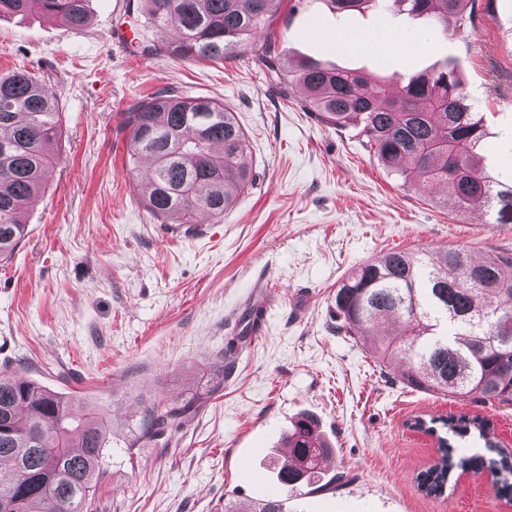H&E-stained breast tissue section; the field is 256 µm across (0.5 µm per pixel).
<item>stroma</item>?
<instances>
[{
	"label": "stroma",
	"mask_w": 512,
	"mask_h": 512,
	"mask_svg": "<svg viewBox=\"0 0 512 512\" xmlns=\"http://www.w3.org/2000/svg\"><path fill=\"white\" fill-rule=\"evenodd\" d=\"M126 0H88L71 29L39 13L0 17V73L28 71L58 97L59 164L26 213L28 234L0 262V371L107 410L112 441L94 512H239L270 498L288 512H512L489 470L453 476L435 498L416 475L438 457L411 421L488 419L512 450V404L404 388L379 369L368 339L338 332L334 295L350 270L388 251L512 250V224L481 209L456 215L388 174L355 128L336 130L271 87L261 62L147 56L123 31ZM448 37L399 9L336 12L330 0H282L272 24L291 58L377 79L454 67L485 118L486 170H512V0H469ZM346 43H337V35ZM168 88L224 102L248 144L253 183L219 220L171 236L141 201L146 163L130 162L124 113ZM264 332L231 349L254 298ZM206 394L164 448L122 447L145 406ZM314 418L336 468L317 492L275 480L278 447L300 415ZM250 461L251 482L239 475Z\"/></svg>",
	"instance_id": "stroma-1"
}]
</instances>
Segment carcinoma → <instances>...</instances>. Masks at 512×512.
<instances>
[{
	"label": "carcinoma",
	"instance_id": "cac0c4a2",
	"mask_svg": "<svg viewBox=\"0 0 512 512\" xmlns=\"http://www.w3.org/2000/svg\"><path fill=\"white\" fill-rule=\"evenodd\" d=\"M87 0H0V15L36 7L72 29L88 22ZM283 0H129L144 18V50L157 56L222 61L248 51L267 76L298 87L304 106L326 125L359 128L370 157L402 178L415 174L433 187L435 204L456 214L474 206L493 224H512V183L487 174L478 153L483 115L463 93L455 69L401 77L393 95L363 71L327 67L315 59L289 66L277 45L273 8ZM337 12H386L406 5L443 36L462 23L468 0H331ZM175 37H170L169 33ZM130 159L149 160L144 207L157 219L192 224L199 213L218 220L252 185L244 162L245 133L224 103L165 92L125 113ZM62 136L56 93L25 70L0 74V261L26 237L24 209L44 190ZM512 253L474 261L462 249L388 251L355 267L334 296L341 327L371 337L378 366L404 364L395 381L411 390L512 403ZM401 321L399 334L385 330ZM155 401L144 408L127 449L158 443L201 406ZM440 458L417 477L420 489L441 497L450 475L484 468L512 493V453L497 447L487 419L466 413L430 422ZM112 420L84 410L73 396L47 390L16 373L0 372V465L17 478L0 482V512H88L102 475ZM469 442L484 451L459 453ZM287 461L276 474L283 488L320 487L333 453L309 416L283 439Z\"/></svg>",
	"mask_w": 512,
	"mask_h": 512
}]
</instances>
